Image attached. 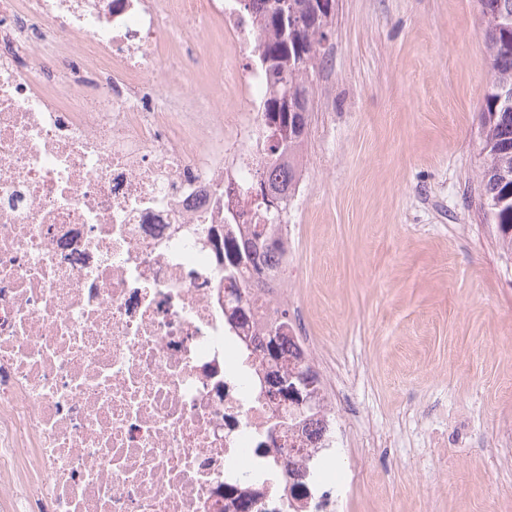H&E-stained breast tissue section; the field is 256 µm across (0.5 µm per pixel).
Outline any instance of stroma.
I'll use <instances>...</instances> for the list:
<instances>
[{"mask_svg":"<svg viewBox=\"0 0 512 512\" xmlns=\"http://www.w3.org/2000/svg\"><path fill=\"white\" fill-rule=\"evenodd\" d=\"M288 202V317L348 375L344 512H512V254L481 211L477 0H336Z\"/></svg>","mask_w":512,"mask_h":512,"instance_id":"1","label":"stroma"}]
</instances>
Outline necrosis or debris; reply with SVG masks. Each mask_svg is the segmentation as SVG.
I'll return each instance as SVG.
<instances>
[{
  "instance_id": "1",
  "label": "necrosis or debris",
  "mask_w": 512,
  "mask_h": 512,
  "mask_svg": "<svg viewBox=\"0 0 512 512\" xmlns=\"http://www.w3.org/2000/svg\"><path fill=\"white\" fill-rule=\"evenodd\" d=\"M258 36L226 0H0V512H341L333 401L296 440L226 314L269 80L224 59Z\"/></svg>"
}]
</instances>
